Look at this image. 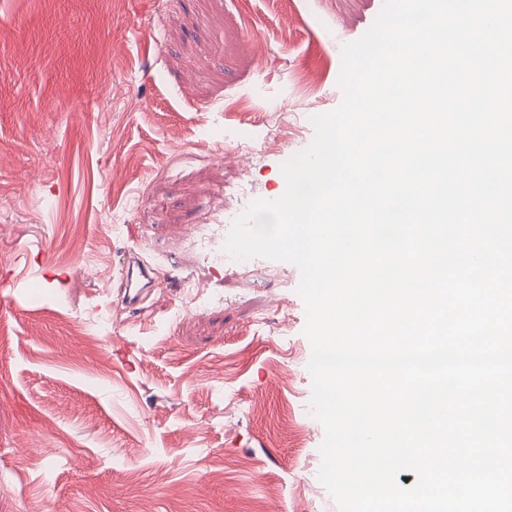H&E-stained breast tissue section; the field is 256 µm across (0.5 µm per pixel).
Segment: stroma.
<instances>
[{"instance_id":"stroma-1","label":"stroma","mask_w":512,"mask_h":512,"mask_svg":"<svg viewBox=\"0 0 512 512\" xmlns=\"http://www.w3.org/2000/svg\"><path fill=\"white\" fill-rule=\"evenodd\" d=\"M383 3L0 0V512H336L299 268L187 237L282 195ZM227 226L228 224H204L198 227L193 233L196 255L213 266H223L226 256L221 241ZM151 271L152 269L138 258L137 260H128L123 265L118 291L127 308L139 310L138 306L149 292V288L153 286V278L150 277Z\"/></svg>"}]
</instances>
